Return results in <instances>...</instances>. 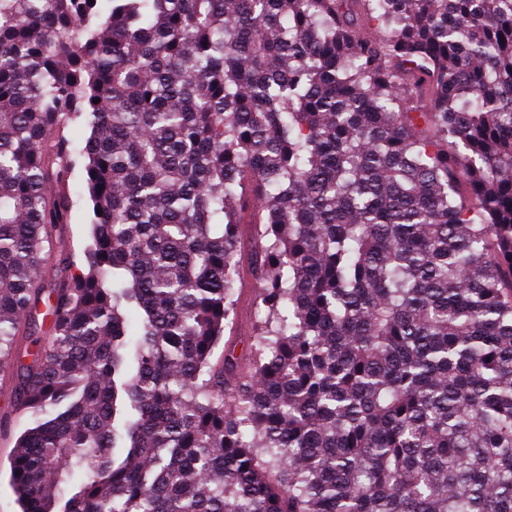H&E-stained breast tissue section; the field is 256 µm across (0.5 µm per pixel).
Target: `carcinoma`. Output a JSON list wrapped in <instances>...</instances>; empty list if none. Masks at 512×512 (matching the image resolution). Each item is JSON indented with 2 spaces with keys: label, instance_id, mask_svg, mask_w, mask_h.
Here are the masks:
<instances>
[{
  "label": "carcinoma",
  "instance_id": "1",
  "mask_svg": "<svg viewBox=\"0 0 512 512\" xmlns=\"http://www.w3.org/2000/svg\"><path fill=\"white\" fill-rule=\"evenodd\" d=\"M100 2L0 0L21 512H512V0ZM257 284L245 267L241 282L238 284L240 301L237 315V341L246 342L252 332V324L255 321L254 309L252 305V291L257 288Z\"/></svg>",
  "mask_w": 512,
  "mask_h": 512
}]
</instances>
